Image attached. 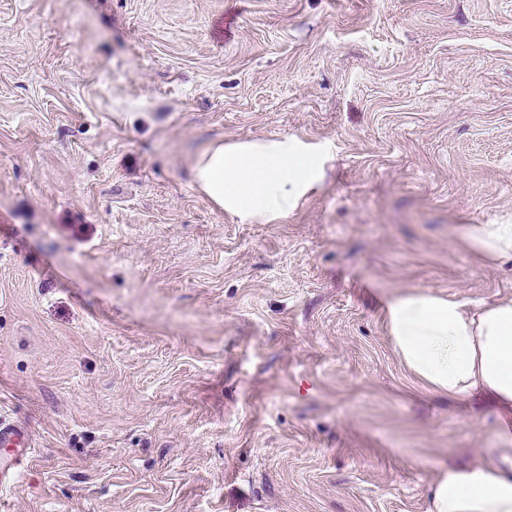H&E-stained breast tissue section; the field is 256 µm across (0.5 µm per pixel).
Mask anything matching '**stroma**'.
I'll return each instance as SVG.
<instances>
[{
    "instance_id": "35a3bbf8",
    "label": "stroma",
    "mask_w": 512,
    "mask_h": 512,
    "mask_svg": "<svg viewBox=\"0 0 512 512\" xmlns=\"http://www.w3.org/2000/svg\"><path fill=\"white\" fill-rule=\"evenodd\" d=\"M322 146L243 224L217 141ZM512 0H0V512H428L512 474L479 399L400 362L394 295L512 299ZM468 235L479 252L495 258H512V224H474ZM30 444L31 440L25 429L0 418V447L17 451L16 462L21 461L19 458L30 456L34 450L30 448ZM429 512H512V477L487 466L448 468L431 489Z\"/></svg>"
}]
</instances>
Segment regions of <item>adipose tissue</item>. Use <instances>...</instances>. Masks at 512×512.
<instances>
[{
	"label": "adipose tissue",
	"instance_id": "obj_1",
	"mask_svg": "<svg viewBox=\"0 0 512 512\" xmlns=\"http://www.w3.org/2000/svg\"><path fill=\"white\" fill-rule=\"evenodd\" d=\"M324 177V153L295 136L214 142L193 165L195 187L244 224L285 218ZM479 252L512 258V224H476ZM391 342L403 364L437 392L487 393L512 411V300L465 311L426 290L393 297L385 307ZM429 512H512V477L487 466L442 472Z\"/></svg>",
	"mask_w": 512,
	"mask_h": 512
}]
</instances>
